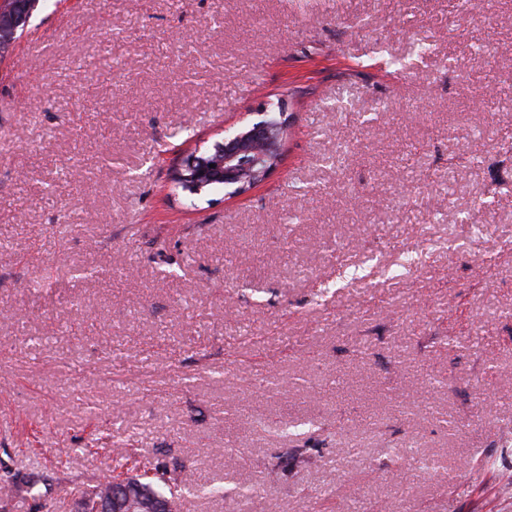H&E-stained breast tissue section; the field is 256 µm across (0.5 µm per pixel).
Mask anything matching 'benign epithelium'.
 <instances>
[{
  "label": "benign epithelium",
  "instance_id": "obj_1",
  "mask_svg": "<svg viewBox=\"0 0 512 512\" xmlns=\"http://www.w3.org/2000/svg\"><path fill=\"white\" fill-rule=\"evenodd\" d=\"M31 5L27 0H9L0 8V48H8L22 27H27ZM264 118L235 130H224V139L212 150L200 155L191 154L179 165V178L184 191L198 194L215 182L232 186L243 194L264 181L282 151V138L288 126L284 105L276 116L262 112ZM165 505L145 490L127 491L121 483L105 491L96 501L95 512H169Z\"/></svg>",
  "mask_w": 512,
  "mask_h": 512
}]
</instances>
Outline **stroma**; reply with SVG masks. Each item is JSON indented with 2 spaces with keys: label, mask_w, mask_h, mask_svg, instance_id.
I'll use <instances>...</instances> for the list:
<instances>
[{
  "label": "stroma",
  "mask_w": 512,
  "mask_h": 512,
  "mask_svg": "<svg viewBox=\"0 0 512 512\" xmlns=\"http://www.w3.org/2000/svg\"><path fill=\"white\" fill-rule=\"evenodd\" d=\"M460 3L39 0L0 58V512H81L133 447L223 485L182 512H512V0ZM277 101L262 185L173 191Z\"/></svg>",
  "instance_id": "obj_1"
}]
</instances>
